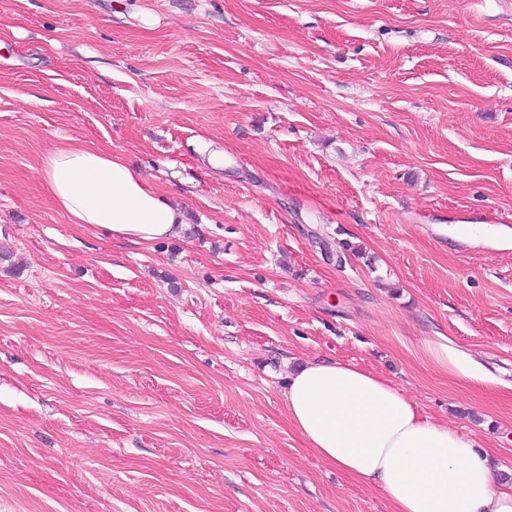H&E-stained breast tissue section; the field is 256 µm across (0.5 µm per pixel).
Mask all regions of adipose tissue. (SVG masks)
Wrapping results in <instances>:
<instances>
[{
	"label": "adipose tissue",
	"mask_w": 512,
	"mask_h": 512,
	"mask_svg": "<svg viewBox=\"0 0 512 512\" xmlns=\"http://www.w3.org/2000/svg\"><path fill=\"white\" fill-rule=\"evenodd\" d=\"M43 186L69 223L146 244L179 237L183 218L139 171L77 140L41 159ZM290 425L317 457L382 489L391 512H512L471 439L434 421L393 383L342 362L310 363L285 393Z\"/></svg>",
	"instance_id": "ef3b65f1"
}]
</instances>
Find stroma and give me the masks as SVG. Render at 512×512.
I'll return each mask as SVG.
<instances>
[{
	"label": "stroma",
	"mask_w": 512,
	"mask_h": 512,
	"mask_svg": "<svg viewBox=\"0 0 512 512\" xmlns=\"http://www.w3.org/2000/svg\"><path fill=\"white\" fill-rule=\"evenodd\" d=\"M68 139L181 236L70 224L40 169ZM489 212L512 0H0V512H390L288 422V374L327 360L512 483V248L448 236ZM428 351L435 362L449 373L474 381H485L478 364L468 355L446 344L430 346Z\"/></svg>",
	"instance_id": "1"
}]
</instances>
